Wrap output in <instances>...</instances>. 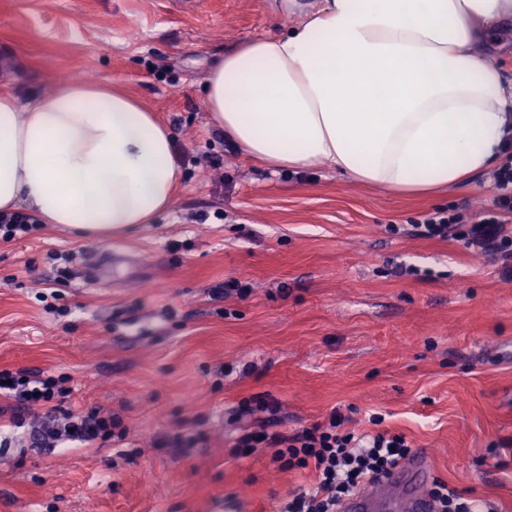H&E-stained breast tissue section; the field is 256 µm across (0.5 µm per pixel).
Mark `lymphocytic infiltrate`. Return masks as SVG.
Masks as SVG:
<instances>
[{
  "mask_svg": "<svg viewBox=\"0 0 512 512\" xmlns=\"http://www.w3.org/2000/svg\"><path fill=\"white\" fill-rule=\"evenodd\" d=\"M493 190L491 207L473 218L459 213L433 217L417 225V236L452 240L466 249L512 261V229L506 224L507 215L512 214L511 167H502L494 174ZM2 395L21 405L44 409L48 422L39 435L43 446L71 441L89 447L112 437L111 416L92 411L76 417L65 412L68 392L52 378L1 371ZM344 423V417L334 412L327 421L291 434L245 431L236 445L249 449L264 444L273 448V458L282 467L314 469V486L298 490L283 512H338L344 497L382 477L412 453L404 436L386 432L358 435L344 431Z\"/></svg>",
  "mask_w": 512,
  "mask_h": 512,
  "instance_id": "lymphocytic-infiltrate-1",
  "label": "lymphocytic infiltrate"
}]
</instances>
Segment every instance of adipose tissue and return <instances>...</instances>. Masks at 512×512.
<instances>
[{
  "label": "adipose tissue",
  "mask_w": 512,
  "mask_h": 512,
  "mask_svg": "<svg viewBox=\"0 0 512 512\" xmlns=\"http://www.w3.org/2000/svg\"><path fill=\"white\" fill-rule=\"evenodd\" d=\"M512 0H317L281 35L225 53L203 89L245 158L329 166L400 194L448 188L512 143V82L487 53ZM183 170L166 125L106 82L29 103L0 87V213L99 240L169 210Z\"/></svg>",
  "instance_id": "ef3b65f1"
}]
</instances>
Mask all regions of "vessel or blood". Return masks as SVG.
I'll return each mask as SVG.
<instances>
[{
  "label": "vessel or blood",
  "instance_id": "vessel-or-blood-1",
  "mask_svg": "<svg viewBox=\"0 0 512 512\" xmlns=\"http://www.w3.org/2000/svg\"><path fill=\"white\" fill-rule=\"evenodd\" d=\"M430 479L428 458L413 454L382 476L370 491L342 500L340 512H436V503L426 487Z\"/></svg>",
  "mask_w": 512,
  "mask_h": 512
}]
</instances>
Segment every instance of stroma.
Instances as JSON below:
<instances>
[{
	"label": "stroma",
	"instance_id": "stroma-1",
	"mask_svg": "<svg viewBox=\"0 0 512 512\" xmlns=\"http://www.w3.org/2000/svg\"><path fill=\"white\" fill-rule=\"evenodd\" d=\"M310 2L0 0L1 86L28 102L118 82L172 129L185 174L166 213L120 237L37 223L0 240V371L59 380L70 413L126 433L37 448L40 410L0 397V512H282L314 473L239 454L231 414L257 398L277 404L252 415L271 433L333 411L363 433L382 414L435 478L512 512V269L414 233L488 206L490 173L406 197L326 166L274 171L206 110L226 49ZM176 432L195 447H156Z\"/></svg>",
	"mask_w": 512,
	"mask_h": 512
}]
</instances>
